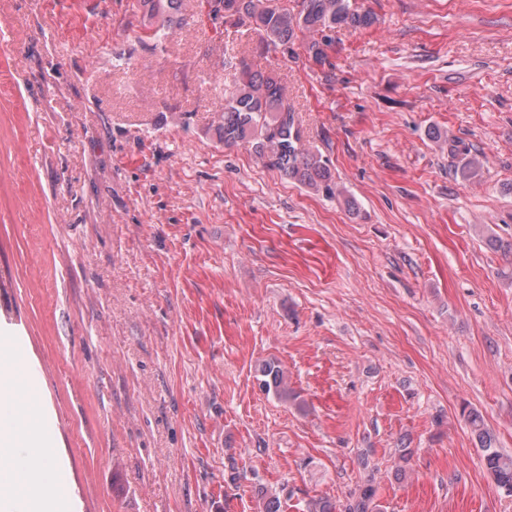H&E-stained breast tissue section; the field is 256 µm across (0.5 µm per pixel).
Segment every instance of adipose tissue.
<instances>
[{"mask_svg":"<svg viewBox=\"0 0 512 512\" xmlns=\"http://www.w3.org/2000/svg\"><path fill=\"white\" fill-rule=\"evenodd\" d=\"M29 455L25 464L13 459L18 447ZM54 440L41 426L38 409L26 420L0 425V501H18L24 512H71L64 488L55 486Z\"/></svg>","mask_w":512,"mask_h":512,"instance_id":"ef3b65f1","label":"adipose tissue"}]
</instances>
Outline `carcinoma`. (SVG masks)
I'll list each match as a JSON object with an SVG mask.
<instances>
[{
  "instance_id": "1",
  "label": "carcinoma",
  "mask_w": 512,
  "mask_h": 512,
  "mask_svg": "<svg viewBox=\"0 0 512 512\" xmlns=\"http://www.w3.org/2000/svg\"><path fill=\"white\" fill-rule=\"evenodd\" d=\"M231 11L233 26L245 24L258 32L256 50L270 48L292 50L299 36L308 37V57L317 64L325 62L333 45L332 32L342 25L369 28L375 18L368 10L353 6L352 0H298L297 9L272 7L263 0H223ZM144 27L156 42L161 43L177 29L184 18L183 0H140ZM227 70L222 78L224 111L211 126L212 137L226 146L247 143L257 157L284 177L305 185L327 197L340 193L329 159L319 151L303 147L302 131L296 123L295 111L288 104L284 87L277 74L253 69L244 55H232L223 62ZM456 174L472 178L479 174L481 161L466 150L458 156ZM261 373L263 386L282 398L287 396L280 366L266 363ZM461 417L480 448L486 468L492 474L499 492L512 497V456L497 448L495 436L485 428L481 414L464 407ZM314 512H381L376 491L369 482L361 485L342 509L328 499L313 504Z\"/></svg>"
}]
</instances>
